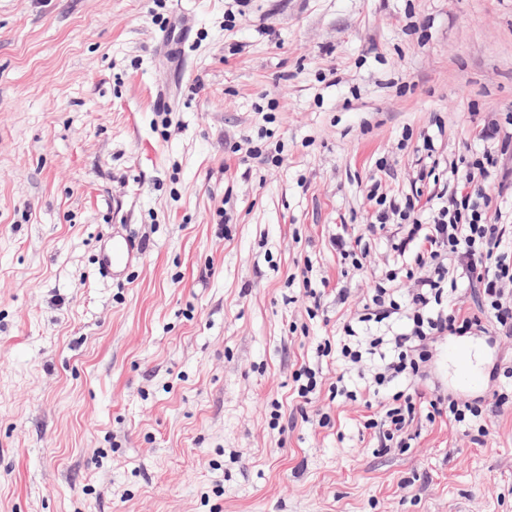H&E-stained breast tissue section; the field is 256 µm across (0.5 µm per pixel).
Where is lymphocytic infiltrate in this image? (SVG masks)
<instances>
[{"mask_svg": "<svg viewBox=\"0 0 512 512\" xmlns=\"http://www.w3.org/2000/svg\"><path fill=\"white\" fill-rule=\"evenodd\" d=\"M477 137L500 143V151L512 149V114L484 125ZM500 151H475L450 164V176L459 188L446 198L422 202L409 197L400 202L387 199L377 190L369 191L367 199L374 204L369 230L397 221L405 232L392 240L391 249L401 256L413 254L416 264L415 270L402 275L411 282L404 291L392 288V281L401 275L389 270L387 286H376L370 304L358 317L362 323H379L402 313L407 318L403 328L366 337L365 347L360 350L349 343L355 334L352 325L343 327L346 339L339 353L344 365H359L367 354L378 357L373 387L396 379L411 384L423 379L428 346L437 338L466 335L485 321L493 325L497 335L512 337V225L492 223L487 218L493 203L488 180L497 171ZM424 207L431 213L426 223L418 217ZM452 261L474 291L476 312L444 300L448 264ZM421 405L427 410V420L445 414L459 423L471 422L480 435L489 433L486 414L469 401L439 395L429 398L417 390L398 392L388 401L375 400L376 413L369 427L380 442L409 446L416 438L413 424Z\"/></svg>", "mask_w": 512, "mask_h": 512, "instance_id": "obj_1", "label": "lymphocytic infiltrate"}]
</instances>
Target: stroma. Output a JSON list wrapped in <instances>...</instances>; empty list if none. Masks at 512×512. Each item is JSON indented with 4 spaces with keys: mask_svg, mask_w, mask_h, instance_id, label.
Listing matches in <instances>:
<instances>
[{
    "mask_svg": "<svg viewBox=\"0 0 512 512\" xmlns=\"http://www.w3.org/2000/svg\"><path fill=\"white\" fill-rule=\"evenodd\" d=\"M511 111L512 0H0V512H512V339L432 344L426 393L490 434L422 416L407 448L316 355L402 324L357 320L394 265L368 191ZM114 229L140 257L109 277ZM363 239V236L350 238L343 235L333 239V247H336V252L341 256V260L345 262L350 260L352 267L358 271L363 270L369 255ZM448 356L458 364L459 380L463 385L470 388L481 386V375L468 364L464 352L456 349L455 347H451L448 349ZM294 382L297 383L295 386L297 397L305 404L312 403L311 396L315 394L318 386L316 371L309 364H305L295 373Z\"/></svg>",
    "mask_w": 512,
    "mask_h": 512,
    "instance_id": "35a3bbf8",
    "label": "stroma"
}]
</instances>
